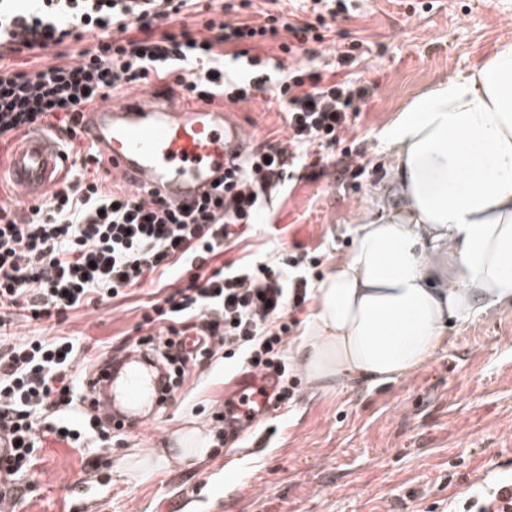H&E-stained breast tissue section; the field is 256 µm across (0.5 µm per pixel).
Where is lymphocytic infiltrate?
I'll list each match as a JSON object with an SVG mask.
<instances>
[{
  "label": "lymphocytic infiltrate",
  "mask_w": 512,
  "mask_h": 512,
  "mask_svg": "<svg viewBox=\"0 0 512 512\" xmlns=\"http://www.w3.org/2000/svg\"><path fill=\"white\" fill-rule=\"evenodd\" d=\"M252 0H0V143L45 131L76 162L52 194L34 204L0 201V330L35 321L46 335L0 337V434L11 447L0 500L15 495L47 439L74 448L112 442V427L92 413L102 393L90 379L81 346L62 332L71 312L99 308L150 282L166 288L124 337L123 351L141 353L175 393L191 370L240 357L248 371L276 377L273 398L284 403L297 379L287 355L290 317L308 299L309 281L291 276L302 257L284 262L269 252L259 262L221 263L238 234L261 223L290 171L313 162L310 180L329 165L351 116L366 96L349 69L322 56L328 21L345 0H308L283 20L240 19ZM287 32L283 54L307 65L277 78L281 63L268 41ZM53 50L55 64L17 70L8 56ZM160 96L232 104L271 91L286 139L263 142L218 177L188 207L158 192L125 189L92 150L85 114L129 87ZM196 350L183 348L187 332ZM448 512H512V476L454 493Z\"/></svg>",
  "instance_id": "obj_1"
}]
</instances>
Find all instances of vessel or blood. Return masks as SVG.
<instances>
[{
    "label": "vessel or blood",
    "mask_w": 512,
    "mask_h": 512,
    "mask_svg": "<svg viewBox=\"0 0 512 512\" xmlns=\"http://www.w3.org/2000/svg\"><path fill=\"white\" fill-rule=\"evenodd\" d=\"M86 121L112 174L130 188L160 191L177 205L201 200L212 180L223 173L226 162L256 141L229 113L213 110L205 102L187 110L175 99L150 94L119 103L102 102L87 113ZM65 163L52 137L36 133L14 146L7 167H0V176H8L16 199H43L55 188ZM96 377L104 393L101 414L122 427H136V420L120 415V406L111 397L115 372L102 366ZM272 391L270 376L251 373L239 377L237 399L228 407L236 415L234 432L251 429L271 412ZM146 396L161 400L162 387L156 378L138 370L128 372L126 400Z\"/></svg>",
    "instance_id": "vessel-or-blood-1"
}]
</instances>
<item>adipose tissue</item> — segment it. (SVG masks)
<instances>
[{
	"instance_id": "ef3b65f1",
	"label": "adipose tissue",
	"mask_w": 512,
	"mask_h": 512,
	"mask_svg": "<svg viewBox=\"0 0 512 512\" xmlns=\"http://www.w3.org/2000/svg\"><path fill=\"white\" fill-rule=\"evenodd\" d=\"M385 137L403 203L364 217L315 290L299 357L318 383L393 381L432 357L450 321L512 308V40L414 98ZM442 244L455 265L436 288Z\"/></svg>"
}]
</instances>
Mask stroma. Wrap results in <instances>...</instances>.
Masks as SVG:
<instances>
[{
  "label": "stroma",
  "mask_w": 512,
  "mask_h": 512,
  "mask_svg": "<svg viewBox=\"0 0 512 512\" xmlns=\"http://www.w3.org/2000/svg\"><path fill=\"white\" fill-rule=\"evenodd\" d=\"M330 38L352 50L354 77L368 91L334 163L340 169L351 155L365 172L292 179L258 229L224 253L228 262L309 253L314 284L348 256L365 214L395 204L372 194L390 173L384 129L435 81L471 71L512 38V0H349ZM239 120L260 139L281 126L265 93L240 106ZM152 290L79 310L63 329L100 354L140 321ZM240 373L230 362L206 382L188 376V405L158 411L143 399L131 413L146 425L114 437L111 449L45 442L21 481L18 512H448L451 493L487 470L512 473V308L450 323L424 365L389 383L300 378L290 402L232 446L185 460L181 440L211 435ZM153 451L167 464L123 475L131 457ZM96 455L103 465L85 471Z\"/></svg>",
  "instance_id": "obj_1"
}]
</instances>
